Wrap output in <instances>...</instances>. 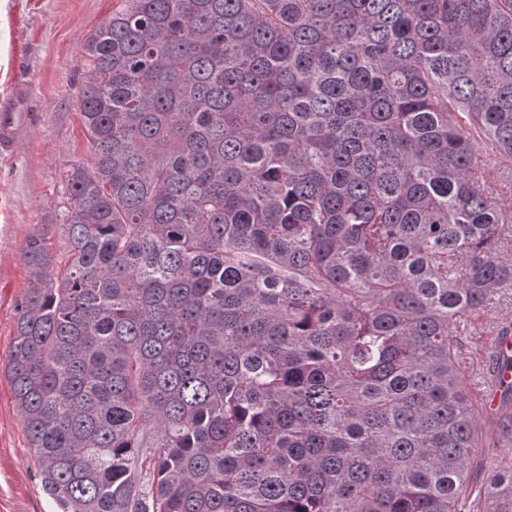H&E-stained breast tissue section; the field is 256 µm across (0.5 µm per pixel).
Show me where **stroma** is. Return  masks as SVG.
<instances>
[{
    "label": "stroma",
    "instance_id": "35a3bbf8",
    "mask_svg": "<svg viewBox=\"0 0 512 512\" xmlns=\"http://www.w3.org/2000/svg\"><path fill=\"white\" fill-rule=\"evenodd\" d=\"M124 0H6L0 6V108L25 113L14 150L0 159V364L13 342L27 286V237L66 204L64 171L91 151L77 110L82 48ZM512 324V290L464 318L466 381L484 383L486 337ZM0 512H57L41 489L9 380L0 373Z\"/></svg>",
    "mask_w": 512,
    "mask_h": 512
}]
</instances>
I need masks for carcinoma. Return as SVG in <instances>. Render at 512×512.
Returning a JSON list of instances; mask_svg holds the SVG:
<instances>
[{
    "mask_svg": "<svg viewBox=\"0 0 512 512\" xmlns=\"http://www.w3.org/2000/svg\"><path fill=\"white\" fill-rule=\"evenodd\" d=\"M83 58L4 370L60 512H512L459 361L512 0H124Z\"/></svg>",
    "mask_w": 512,
    "mask_h": 512,
    "instance_id": "1",
    "label": "carcinoma"
}]
</instances>
